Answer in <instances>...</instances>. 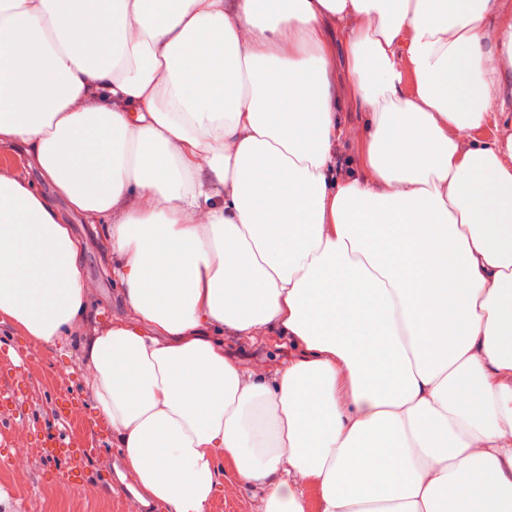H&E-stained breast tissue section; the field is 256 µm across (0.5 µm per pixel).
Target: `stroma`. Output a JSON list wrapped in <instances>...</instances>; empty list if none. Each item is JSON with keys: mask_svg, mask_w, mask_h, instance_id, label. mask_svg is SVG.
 Instances as JSON below:
<instances>
[{"mask_svg": "<svg viewBox=\"0 0 512 512\" xmlns=\"http://www.w3.org/2000/svg\"><path fill=\"white\" fill-rule=\"evenodd\" d=\"M77 230L86 246L83 270L97 288L93 294L91 312L84 332L106 327L110 321L125 317L126 308L121 290L112 279L114 257L99 244L92 225L78 224ZM0 345L22 350L30 385L20 409L22 427L12 428L10 440L31 448L28 480L24 487L15 489L10 501V512H125L118 496L109 494L112 467L98 459L87 460L85 474L87 495L68 498L66 488L60 484L58 474L66 466L63 457L44 455L41 439L52 429L56 420L54 400L63 394L79 398L74 420L87 427L94 418L92 401L80 375L82 354L77 337H69L60 347H52L12 333L8 326L0 325ZM224 351L245 369L263 366L267 374L285 367L293 355L287 341L279 336H263L249 340L238 336L224 339ZM262 493L246 485L225 469L224 478L217 486L207 512H262Z\"/></svg>", "mask_w": 512, "mask_h": 512, "instance_id": "obj_1", "label": "stroma"}]
</instances>
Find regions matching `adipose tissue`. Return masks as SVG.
Instances as JSON below:
<instances>
[{"instance_id":"obj_1","label":"adipose tissue","mask_w":512,"mask_h":512,"mask_svg":"<svg viewBox=\"0 0 512 512\" xmlns=\"http://www.w3.org/2000/svg\"><path fill=\"white\" fill-rule=\"evenodd\" d=\"M510 102L500 0H0L38 174H0V323L70 336L105 220L128 315L82 377L143 505L206 512L227 461L264 512H512ZM274 328L276 376L225 356ZM331 37L336 49V84L343 86L346 82L347 75V59L346 52L343 44L344 33L340 27H333L331 31Z\"/></svg>"}]
</instances>
